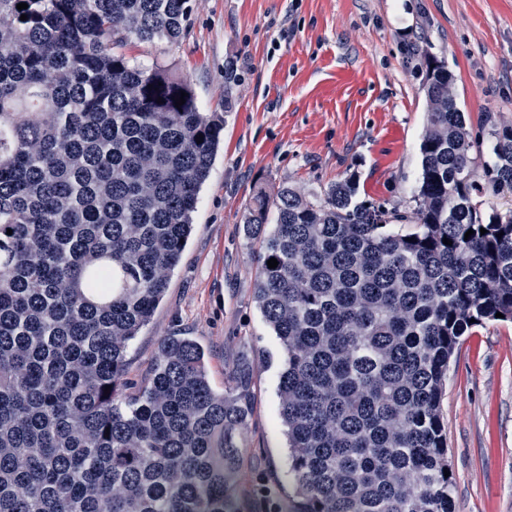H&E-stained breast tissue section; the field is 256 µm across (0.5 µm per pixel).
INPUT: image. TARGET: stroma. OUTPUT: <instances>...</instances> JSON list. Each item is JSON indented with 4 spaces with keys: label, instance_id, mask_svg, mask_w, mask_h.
Listing matches in <instances>:
<instances>
[{
    "label": "stroma",
    "instance_id": "stroma-1",
    "mask_svg": "<svg viewBox=\"0 0 512 512\" xmlns=\"http://www.w3.org/2000/svg\"><path fill=\"white\" fill-rule=\"evenodd\" d=\"M182 39L129 40L135 63L187 79L203 111L222 113L223 144L200 194L195 232L127 377L144 381L164 336L209 354L216 389L252 415L235 492L244 512H280L291 489L277 415L279 342L254 299V246L242 233L255 186L323 193L354 177L357 197L413 204L427 100L424 53L445 61L472 131L512 121V0H191ZM236 74L224 109V67ZM441 418L456 512H512V322L469 329L453 357Z\"/></svg>",
    "mask_w": 512,
    "mask_h": 512
}]
</instances>
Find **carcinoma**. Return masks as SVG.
Returning a JSON list of instances; mask_svg holds the SVG:
<instances>
[{
  "label": "carcinoma",
  "instance_id": "1",
  "mask_svg": "<svg viewBox=\"0 0 512 512\" xmlns=\"http://www.w3.org/2000/svg\"><path fill=\"white\" fill-rule=\"evenodd\" d=\"M188 11L0 0V512H241L251 407L213 389L203 346L162 337L127 393L129 346L194 231L224 120L118 48L177 41ZM424 63L410 216L357 200L352 177L321 196L259 186L244 216L254 301L283 350L286 512H455L440 401L465 332L512 321V208L484 218L474 202L512 193V124L491 125L480 180L453 76Z\"/></svg>",
  "mask_w": 512,
  "mask_h": 512
}]
</instances>
